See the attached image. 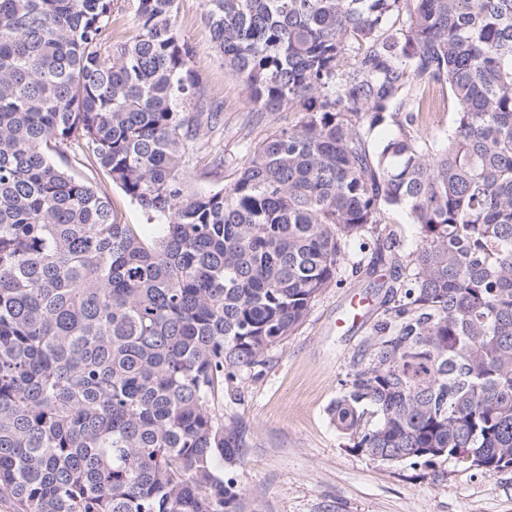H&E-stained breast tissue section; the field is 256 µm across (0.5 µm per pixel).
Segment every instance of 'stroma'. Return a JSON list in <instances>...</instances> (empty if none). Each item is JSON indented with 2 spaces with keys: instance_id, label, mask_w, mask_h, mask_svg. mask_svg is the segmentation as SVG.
<instances>
[{
  "instance_id": "stroma-1",
  "label": "stroma",
  "mask_w": 512,
  "mask_h": 512,
  "mask_svg": "<svg viewBox=\"0 0 512 512\" xmlns=\"http://www.w3.org/2000/svg\"><path fill=\"white\" fill-rule=\"evenodd\" d=\"M176 25L194 49L191 66L207 99L221 109L217 131L190 155L185 182L207 194L231 183L256 143L296 124L288 109L254 111L243 87L212 49L201 0H177ZM222 168H214L215 156ZM66 166L105 192L128 224L155 233L156 221L78 157ZM340 287L326 289L302 324L270 349L261 374L242 373L215 402L217 415L245 429L242 488L260 512H512V468L488 476L441 459L434 466L383 463L356 451L329 409L340 396L353 359L374 334L384 308L362 277L342 271Z\"/></svg>"
}]
</instances>
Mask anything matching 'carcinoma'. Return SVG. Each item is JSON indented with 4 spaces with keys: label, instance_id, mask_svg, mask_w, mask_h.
Instances as JSON below:
<instances>
[{
    "label": "carcinoma",
    "instance_id": "carcinoma-1",
    "mask_svg": "<svg viewBox=\"0 0 512 512\" xmlns=\"http://www.w3.org/2000/svg\"><path fill=\"white\" fill-rule=\"evenodd\" d=\"M177 0H0V499L14 512H258L215 413L326 289L393 253L330 408L381 462L512 467V0H203L261 112H301L234 181L185 191L220 122ZM444 108L448 131L409 129ZM405 119H400L401 113ZM70 149L148 216L147 238ZM406 212L407 259L381 228ZM127 1L130 0H118L115 6L106 32L109 40H127L136 34L133 13ZM68 161L60 158L57 154L53 153L51 159L58 164L66 165L68 170L74 175L82 178H87L93 182L98 189L105 192L111 199L115 207L123 215V221L126 224H142L144 231L147 234L156 232L157 220H149L147 215L121 191L120 188L112 185V181L105 176L102 172L90 171L83 165L78 157L68 149L66 154ZM382 227L386 226L388 233L389 230L394 231L397 238L403 243V248L406 252L415 248L418 242V229L414 224H410V219L407 214L402 211L387 212L383 216Z\"/></svg>",
    "mask_w": 512,
    "mask_h": 512
}]
</instances>
